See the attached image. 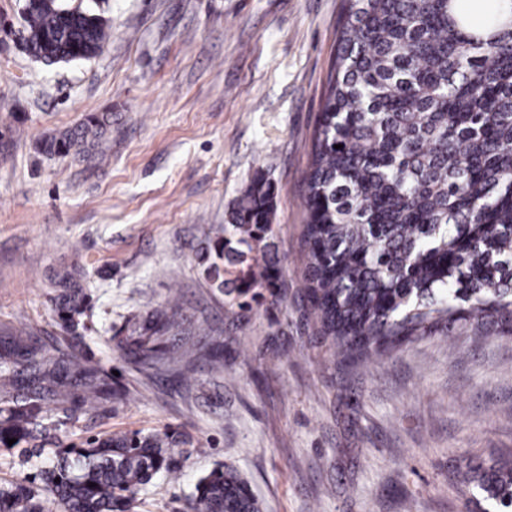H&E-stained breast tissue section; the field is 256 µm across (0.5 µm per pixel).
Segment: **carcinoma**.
I'll return each instance as SVG.
<instances>
[{"mask_svg": "<svg viewBox=\"0 0 512 512\" xmlns=\"http://www.w3.org/2000/svg\"><path fill=\"white\" fill-rule=\"evenodd\" d=\"M306 176L307 287L302 319L313 339L349 362L476 319L512 338V0H347ZM63 0H24V42L46 64L96 56L110 27L96 9L65 16ZM105 120L45 140L79 154ZM342 148H336V145ZM273 191L255 180L224 239L201 264L226 296L256 297L280 277ZM54 312L76 330L88 308L76 271L54 276ZM204 322L185 325L178 293L110 336L147 376L185 382ZM124 389L75 350L24 327L0 331V447L32 445L36 471L0 482V512H129L154 477L179 471L167 432L60 444L61 426ZM16 439L13 444L7 440ZM463 512H512V455L470 462L457 475ZM186 512H260L248 483L219 465L198 478Z\"/></svg>", "mask_w": 512, "mask_h": 512, "instance_id": "carcinoma-1", "label": "carcinoma"}]
</instances>
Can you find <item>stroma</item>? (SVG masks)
Segmentation results:
<instances>
[{
	"mask_svg": "<svg viewBox=\"0 0 512 512\" xmlns=\"http://www.w3.org/2000/svg\"><path fill=\"white\" fill-rule=\"evenodd\" d=\"M23 0H0V327L75 343L128 389L63 429L66 443L140 430L185 437L178 480L135 512H183L197 479L238 469L261 512H462L456 474L512 451V340L471 325L372 363L332 357L296 309L306 287L304 182L345 0H99L93 59L47 66L18 39ZM109 123L84 154L45 137ZM275 187L279 301L239 308L197 263L255 176ZM90 279L78 337L53 311L54 271ZM180 288L207 322L190 383L147 379L109 338Z\"/></svg>",
	"mask_w": 512,
	"mask_h": 512,
	"instance_id": "obj_1",
	"label": "stroma"
}]
</instances>
